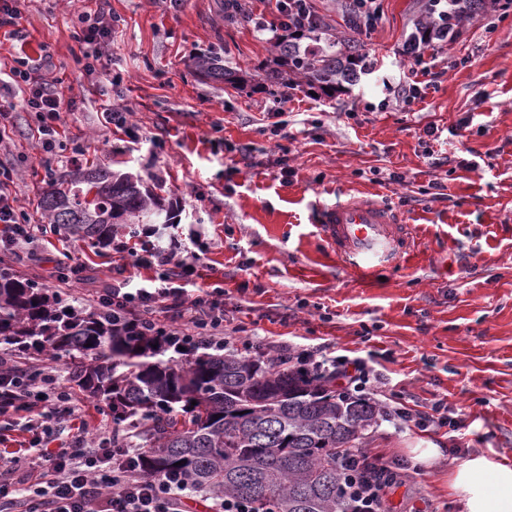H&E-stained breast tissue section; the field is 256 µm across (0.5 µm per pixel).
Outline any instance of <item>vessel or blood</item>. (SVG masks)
<instances>
[{"label":"vessel or blood","mask_w":512,"mask_h":512,"mask_svg":"<svg viewBox=\"0 0 512 512\" xmlns=\"http://www.w3.org/2000/svg\"><path fill=\"white\" fill-rule=\"evenodd\" d=\"M318 234L341 265L358 277L396 269L410 255V227L385 205L340 198L321 210Z\"/></svg>","instance_id":"vessel-or-blood-1"}]
</instances>
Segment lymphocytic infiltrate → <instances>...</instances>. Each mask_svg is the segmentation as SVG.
Masks as SVG:
<instances>
[{
	"instance_id": "f902f5d3",
	"label": "lymphocytic infiltrate",
	"mask_w": 512,
	"mask_h": 512,
	"mask_svg": "<svg viewBox=\"0 0 512 512\" xmlns=\"http://www.w3.org/2000/svg\"><path fill=\"white\" fill-rule=\"evenodd\" d=\"M275 29L285 34L307 32L316 19L312 0H276ZM19 87L27 111L36 113L45 138L43 152H53L51 133L61 119L62 94L46 79L42 64L18 58L7 63L0 57V89ZM17 172L0 162V252L20 245L37 246L42 228L27 223L16 206L13 192ZM114 253L130 264L148 270L140 283L123 279L101 289L97 305L146 331H164L177 341L229 345L224 333V291L215 288L196 295L183 285L195 270V257L175 238L143 250L131 247L123 237H113ZM170 313L162 325L161 313ZM249 348L272 353L277 367L287 369L312 364L322 381L336 383L357 395L370 381L364 357H329V344L306 348L282 345L266 338L249 341ZM10 421L22 432L54 437L68 431L70 440L56 448H36L26 453L0 454V498H11L24 512H184L195 487L179 476L146 477L141 474L138 448H116L111 438L88 440L86 422L57 376L43 368L15 367L0 372V421ZM338 467L344 476L348 512H386V494L401 479V465L392 457L371 449L342 451Z\"/></svg>"
}]
</instances>
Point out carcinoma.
I'll use <instances>...</instances> for the list:
<instances>
[{
    "label": "carcinoma",
    "mask_w": 512,
    "mask_h": 512,
    "mask_svg": "<svg viewBox=\"0 0 512 512\" xmlns=\"http://www.w3.org/2000/svg\"><path fill=\"white\" fill-rule=\"evenodd\" d=\"M490 0H448L423 10L404 45L427 48L454 41L466 23L486 14ZM448 10L440 19L434 10ZM368 52L357 33L338 36L324 18L303 37L278 38L270 63L255 77L270 94L306 87L324 94L354 84ZM201 81L239 86L248 73L221 64L216 52L192 58ZM52 181L40 208L69 235L105 246L124 224L171 223L170 212L143 179L100 165ZM168 337L144 334L107 308L70 305L0 268V344L18 353L76 354L72 383L133 429L144 449V476L181 475L211 495L255 502L265 512H347L336 450L356 447L377 422L371 400L337 392L305 368L283 371L269 360L235 352L191 349L167 355Z\"/></svg>",
    "instance_id": "carcinoma-1"
}]
</instances>
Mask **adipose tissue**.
<instances>
[{
    "mask_svg": "<svg viewBox=\"0 0 512 512\" xmlns=\"http://www.w3.org/2000/svg\"><path fill=\"white\" fill-rule=\"evenodd\" d=\"M450 487L462 498L465 512H512V467L475 456L454 470Z\"/></svg>",
    "mask_w": 512,
    "mask_h": 512,
    "instance_id": "1",
    "label": "adipose tissue"
}]
</instances>
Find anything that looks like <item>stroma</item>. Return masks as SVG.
I'll list each match as a JSON object with an SVG mask.
<instances>
[{"label": "stroma", "instance_id": "obj_1", "mask_svg": "<svg viewBox=\"0 0 512 512\" xmlns=\"http://www.w3.org/2000/svg\"><path fill=\"white\" fill-rule=\"evenodd\" d=\"M422 0H383L385 20L365 43L372 73L334 97L302 89L277 99L247 83L203 82L189 64L219 52L224 65L258 71L276 34L224 21V0H27L20 19L0 28V51L38 59L75 106L63 107L55 154L38 149L39 122L14 92L8 158L19 170L18 205L29 223L49 179L98 164L132 172L156 188L175 216L167 235L198 252L189 293L224 291V325L234 343L257 334L282 343L334 344L337 354L379 351V380L365 395L406 405H447L460 430L421 432L378 420L360 447L407 464L387 495L389 512H464L451 491L452 469L471 456L512 466V15L467 25L450 44L427 47L442 72L412 107L385 100L410 62L404 34ZM104 11L112 34L104 67L86 75L79 17ZM495 33L485 31L487 20ZM387 100V99H386ZM128 113L105 123L104 109ZM440 136L427 137L428 126ZM294 174L285 178L282 165ZM402 175V182L390 179ZM441 184L444 198L434 197ZM345 191L392 205L415 238L398 269L362 281L321 242L323 203ZM82 258L87 283L70 276L67 302L93 308L120 261L64 232L44 234L38 257L0 264L39 287ZM440 449L413 469L420 442Z\"/></svg>", "mask_w": 512, "mask_h": 512}]
</instances>
